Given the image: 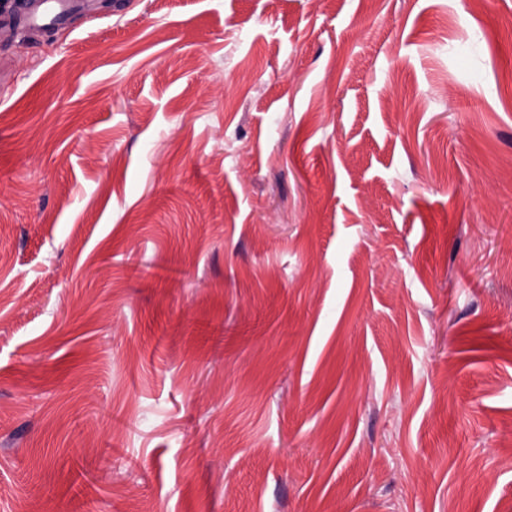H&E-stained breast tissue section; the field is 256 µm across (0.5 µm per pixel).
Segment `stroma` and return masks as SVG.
<instances>
[{
  "instance_id": "obj_1",
  "label": "stroma",
  "mask_w": 512,
  "mask_h": 512,
  "mask_svg": "<svg viewBox=\"0 0 512 512\" xmlns=\"http://www.w3.org/2000/svg\"><path fill=\"white\" fill-rule=\"evenodd\" d=\"M0 512H512V0L0 25Z\"/></svg>"
}]
</instances>
